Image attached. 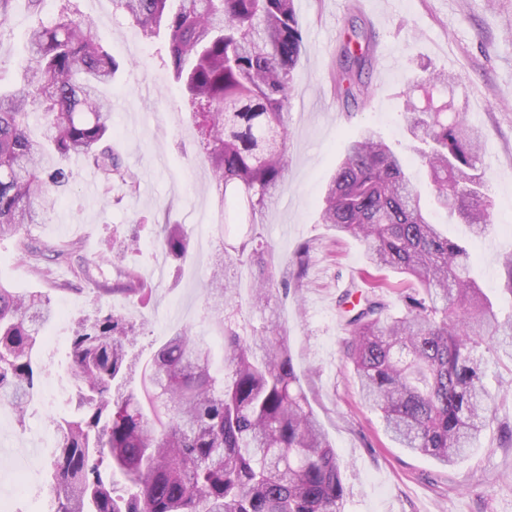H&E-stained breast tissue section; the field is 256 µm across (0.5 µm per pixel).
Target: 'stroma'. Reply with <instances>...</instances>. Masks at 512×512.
I'll list each match as a JSON object with an SVG mask.
<instances>
[{
  "mask_svg": "<svg viewBox=\"0 0 512 512\" xmlns=\"http://www.w3.org/2000/svg\"><path fill=\"white\" fill-rule=\"evenodd\" d=\"M70 4L94 24L93 32L119 64L106 94L112 101L109 144L134 186L106 182L82 160L70 163L71 185L56 196L44 223L23 236L40 246L39 262L20 258L13 240L0 241V282L19 293L50 294L55 317L45 336L44 368L62 382L45 392L25 424L0 405V483L22 481L18 460L33 433L50 435L52 415L67 411L75 385L66 371L75 323L98 311H113L139 328L129 378L138 383L141 363L172 332L188 328L223 362L222 342L206 308L214 248L231 250L246 238L249 225L218 231V196L200 147L201 136L176 82L164 36L145 37L112 0H44L33 15L27 0H13L8 28L0 31V88L13 89L27 55L30 30ZM304 34L293 71L296 93L286 116L288 172L275 205L258 230L274 257L276 291L268 307L244 309L241 322L279 326L312 409L335 446L342 465V512H512V360L492 355L485 378L495 397V419L476 448L452 466L395 447L377 412L365 405L345 357L349 333L338 303L366 269L362 241L336 236L319 221L316 204L348 140L364 127L380 130L397 148L409 141L403 94L419 66L461 75L453 109L465 113L483 132L493 225L483 237L466 225L433 220L449 238L472 253L478 282L501 314L512 313V287L500 258L512 252V0H296ZM374 37L363 75L371 94L347 108L332 76L351 23ZM393 55L392 71L382 72V55ZM184 224L192 258L175 267L155 245L152 225ZM138 235L137 249L114 252L112 233ZM73 240L79 252L72 266L56 265L53 246ZM312 251L302 279H295L299 248ZM89 265L92 278L75 280L73 269ZM135 271L150 287L146 299L101 294L95 281L120 279Z\"/></svg>",
  "mask_w": 512,
  "mask_h": 512,
  "instance_id": "stroma-1",
  "label": "stroma"
}]
</instances>
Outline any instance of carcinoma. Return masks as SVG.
Listing matches in <instances>:
<instances>
[{"label": "carcinoma", "mask_w": 512, "mask_h": 512, "mask_svg": "<svg viewBox=\"0 0 512 512\" xmlns=\"http://www.w3.org/2000/svg\"><path fill=\"white\" fill-rule=\"evenodd\" d=\"M145 36L165 29L176 80L193 106L215 175L224 218L246 212L257 224L275 202L287 167L285 114L303 49L295 0H112ZM370 38L354 32L337 84L346 101L370 96L362 79ZM21 87L0 91V240L25 245L20 230L40 224L64 163L87 157L107 180L135 177L104 146L118 64L92 23L61 10L28 39ZM39 113L43 132L32 135ZM404 116L411 150L427 168L426 202L406 158L366 127L344 150L320 202V221L366 244L360 307L346 325L364 402L380 413L401 448L444 466L466 455L489 427V366L481 348L512 359V315L502 316L472 274L470 251L431 222L446 211L483 236L492 203L483 179L481 131L460 112L419 105L407 88ZM155 238L180 262L189 238L159 224ZM236 251L255 272L251 306L269 303L275 276L256 234ZM234 258L211 267L208 308L224 340L223 366L182 329L151 355L138 391L122 390L135 325L114 312L78 321L69 366L76 389L69 411L52 418L54 454L46 463L54 512H341L345 496L336 448L316 419L287 341L271 326L239 324ZM409 281L407 311L387 312L374 272ZM143 298L134 272L115 289ZM50 295H19L0 283V403L25 423L39 388L41 330L53 317Z\"/></svg>", "instance_id": "1"}]
</instances>
